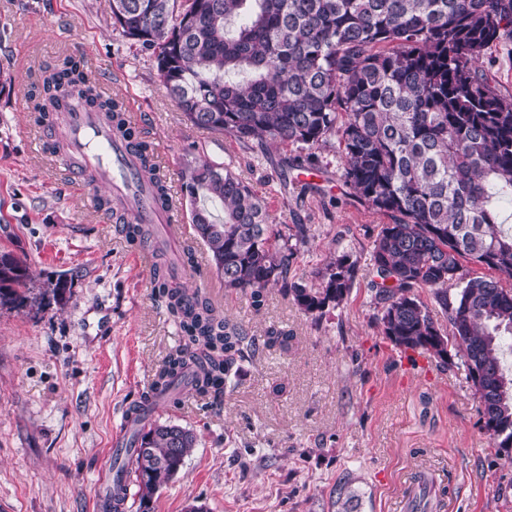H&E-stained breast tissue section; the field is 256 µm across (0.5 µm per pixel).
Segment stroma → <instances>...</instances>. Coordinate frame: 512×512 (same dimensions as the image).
Masks as SVG:
<instances>
[{"label": "stroma", "instance_id": "1", "mask_svg": "<svg viewBox=\"0 0 512 512\" xmlns=\"http://www.w3.org/2000/svg\"><path fill=\"white\" fill-rule=\"evenodd\" d=\"M112 0H0V250L28 267L31 286L67 278L60 303L0 308V512H95L110 494L108 451L128 407L150 393L154 373L181 333L152 283V263L105 220L47 158L29 95L46 65L83 60L111 97L132 104L145 139L163 149L179 183L187 160L230 164L291 236L289 282L347 257L355 284L323 315L302 312L285 288L228 292L197 247L182 281L205 289L218 313L260 347L237 387L149 411L192 429L196 446L155 496V512H390L422 465L445 476L449 512H512V460L480 422L479 399L458 359L402 351L377 321L370 252L389 218L361 201L343 178L337 141L305 150L241 143L188 125L166 95L153 55L112 21ZM481 66L512 96V37ZM306 236H299V227ZM273 329L287 350L266 348ZM282 394H274V386Z\"/></svg>", "mask_w": 512, "mask_h": 512}]
</instances>
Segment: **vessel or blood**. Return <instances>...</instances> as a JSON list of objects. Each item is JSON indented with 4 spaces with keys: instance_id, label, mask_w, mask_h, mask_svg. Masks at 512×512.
<instances>
[{
    "instance_id": "b4317fda",
    "label": "vessel or blood",
    "mask_w": 512,
    "mask_h": 512,
    "mask_svg": "<svg viewBox=\"0 0 512 512\" xmlns=\"http://www.w3.org/2000/svg\"><path fill=\"white\" fill-rule=\"evenodd\" d=\"M57 117L46 137L57 145V160L78 187L105 186L134 222L165 225L172 239L188 241L177 198L158 203L150 185L137 176L138 157L102 114L90 110L83 100L68 98Z\"/></svg>"
}]
</instances>
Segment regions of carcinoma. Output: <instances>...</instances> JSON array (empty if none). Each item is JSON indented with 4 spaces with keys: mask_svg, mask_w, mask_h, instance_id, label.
<instances>
[{
    "mask_svg": "<svg viewBox=\"0 0 512 512\" xmlns=\"http://www.w3.org/2000/svg\"><path fill=\"white\" fill-rule=\"evenodd\" d=\"M122 35L152 51L162 86L192 127L248 143L311 150L339 141L343 177L373 209L392 218L373 243L372 289L385 335L403 351L446 363L448 347L476 387L494 447L512 445V377L503 345L512 337V97L489 83L480 61L512 36V0H112ZM73 95L112 121L140 159L141 178L167 195L154 150L122 102L98 93L68 56L44 71L30 99L37 120L53 121ZM182 191L195 239L228 290L283 284L306 314L320 315L350 294L347 259L317 272L311 285L288 284L296 254L272 224L267 205L232 169L197 158L185 164ZM221 203L217 219L203 205ZM130 241L154 238L150 224L122 220ZM468 258L498 273L462 277ZM164 253L153 284L176 318L184 344L155 374L154 390L188 378L200 396L219 397L239 373L252 341L218 314L206 292L172 284ZM29 274L0 251V307L29 301ZM428 290L451 332L433 319ZM453 295H448L449 290ZM195 433L157 420L140 425L131 457L138 512H154L159 487L196 447Z\"/></svg>",
    "mask_w": 512,
    "mask_h": 512,
    "instance_id": "1",
    "label": "carcinoma"
}]
</instances>
